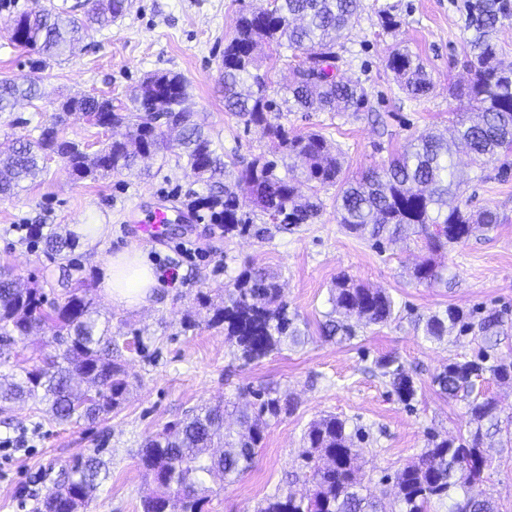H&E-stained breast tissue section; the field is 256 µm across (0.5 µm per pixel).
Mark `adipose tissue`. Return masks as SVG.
<instances>
[{
	"instance_id": "obj_1",
	"label": "adipose tissue",
	"mask_w": 512,
	"mask_h": 512,
	"mask_svg": "<svg viewBox=\"0 0 512 512\" xmlns=\"http://www.w3.org/2000/svg\"><path fill=\"white\" fill-rule=\"evenodd\" d=\"M99 286L113 304L133 309L154 298L158 281L140 252L124 250L104 264Z\"/></svg>"
}]
</instances>
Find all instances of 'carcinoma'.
I'll return each instance as SVG.
<instances>
[{
	"label": "carcinoma",
	"mask_w": 512,
	"mask_h": 512,
	"mask_svg": "<svg viewBox=\"0 0 512 512\" xmlns=\"http://www.w3.org/2000/svg\"><path fill=\"white\" fill-rule=\"evenodd\" d=\"M128 0H84L57 13L30 11L18 16L12 40L42 59H59L73 52L88 29L109 27L127 10ZM361 0H275V8H244L233 37L224 46V107L250 126H259L276 148L293 160L311 188L338 187L337 221L351 234L375 240H393L408 231L424 236L425 247L437 251L470 238L484 226L501 223L491 209L473 212L460 199L455 141L429 132L410 142L401 155L380 168H370L355 181L342 178L341 152H332L317 131L291 136L276 122L271 88V69L261 68L262 45L299 51L295 66L299 77L288 87L285 103L304 112H359L367 103L360 82L336 75V44L358 18ZM512 20L509 0H475L471 4L472 32L466 38L465 65L469 78L452 88V94L476 108L474 119L461 121L456 141L466 146L471 166L479 169L512 153V63L504 65L502 47L494 37ZM388 68L402 90L418 100L433 85L423 66L406 50L389 52ZM40 77L30 74L19 82L0 79V112H10L21 100L41 97ZM142 94L132 108L117 112L109 98L72 96L56 109L47 123L12 141L0 156V198L10 197L20 184L36 178L41 162L56 155L78 179H96L110 173L133 172L140 147L162 143L172 147L185 168L205 181L224 175V158L213 148L203 125L193 120L188 82L180 74H154L141 83ZM85 114L94 126L120 125L128 130L123 140H108L94 154L63 134L65 117L72 111ZM240 179L252 185L250 202L262 213L282 217L281 223L310 224L320 205L298 190L299 180L279 176L275 164L256 158L240 171ZM193 205L211 211L214 220L230 233L241 225L240 199L231 192L198 197ZM48 247L60 253L72 249L74 235H49ZM412 276L420 284L442 279V267L427 259L414 266ZM332 313L322 326L327 338L351 335L343 319L351 314L366 325L383 326L393 320L395 302L380 288H368L342 274L330 289ZM508 322L506 312L491 311L478 321L450 306L427 317L424 335L440 341L458 331L472 332L482 343L476 358L448 363L434 377L441 394L468 402L472 429L465 438L450 440L432 436L427 448L396 473L395 496L401 512H429L431 505L449 502L448 512H500L497 502L478 489L491 460L485 441L503 432L498 402L475 393L476 381L490 375L500 383H512V358H493ZM213 324H224L226 336L235 341L246 362L262 359L287 346L305 343L296 315L288 313L276 277L250 268L234 283L223 305L214 309ZM51 324L55 355L18 373L0 377V403L37 400L58 422L94 421L109 414L127 390L125 370L112 355L109 323L94 316L93 303L74 287L61 303L45 305L35 288H20L6 270L0 271V358L18 342ZM381 375L400 399L414 398L413 377L398 360L382 357ZM258 407L238 411V429H224V407L204 408L167 426L149 438L140 450V462L151 476L154 490L143 500V512H164L171 498L185 504V512H201L207 498V481L219 476L233 482L253 467L263 447L268 422L294 411V403L278 396L271 386L252 391ZM306 460L311 464L309 486L297 495L289 492L266 500L259 512H380L378 497L364 485L354 464L353 438L346 423L336 416L323 417L304 435ZM104 463L96 457L74 465L63 485L43 503V512H79L87 507L99 484Z\"/></svg>",
	"instance_id": "1"
}]
</instances>
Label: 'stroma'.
Instances as JSON below:
<instances>
[{"label":"stroma","instance_id":"1","mask_svg":"<svg viewBox=\"0 0 512 512\" xmlns=\"http://www.w3.org/2000/svg\"><path fill=\"white\" fill-rule=\"evenodd\" d=\"M269 7L271 0H131L125 15L111 27L91 31L73 56L50 63L41 73V98L0 112V143L50 120L54 102L68 96L111 98L130 106L138 85L148 76L178 72L188 80L195 118L212 137L227 165L223 182L238 190V175L263 157L285 174L289 159L274 151L259 128L224 107L219 63L243 2ZM77 0H0V76L29 74L33 54L11 40L14 18L22 11H55ZM470 0H362L359 19L341 39L337 51L343 76L361 81L368 91L359 112H280L289 134L322 132L342 152L343 173L382 165L410 139L432 130L451 135L457 113L467 101L449 87L466 79L463 43ZM397 25L385 29L383 10ZM416 55L433 81L425 98L413 100L401 89L386 61L392 45ZM461 198L471 210L490 208L501 224L432 255L423 239L410 235L392 243L374 242L344 231L336 220V188L318 190L321 211L311 224L282 229L250 204L240 212L248 233H225L207 210L193 207L208 185L186 170L176 150L147 160V175L114 173L73 180L60 158L46 161L35 181L18 194L0 199V267L8 268L23 287L37 288L50 302L62 301L66 289L82 286L101 318L110 320L112 337L128 375L121 404L96 421L59 423L34 401L16 403L0 413V512H39L43 501L62 483L75 460L91 455L107 461L102 480L86 512H142L152 481L139 465L145 440L190 410L221 400L245 403L250 390L276 386L297 408L271 423L254 468L224 486L213 481L203 512H258L267 498L301 489L308 475L302 454L309 425L327 415L360 425L365 439L355 441L357 464L367 480L394 476L427 447L432 435L456 437L469 429L467 404L440 395L434 375L453 359L476 356L481 343L469 335L440 342L425 338L422 328L432 313L454 305L476 316L492 309L512 310V166L492 162L469 166L457 155ZM163 205L172 224L157 240L144 238L132 222L134 212ZM20 224H40L61 234L88 224L104 225L96 243L80 239L73 250L56 255L44 243L17 232ZM189 244L181 253L179 244ZM143 253L161 285L147 305L130 310L113 305L99 286L103 264L114 253ZM434 257L444 266L442 280L416 283V262ZM274 273L290 311L309 333L299 347L283 348L243 364L223 327L210 323L207 295L221 304L226 288L248 268ZM386 290L396 317L388 325L355 323L354 338L339 342L319 334L331 310L330 288L339 274ZM139 337L144 349H127ZM395 356L414 378L417 393L404 402L376 366ZM483 490L512 512V444L496 438Z\"/></svg>","mask_w":512,"mask_h":512}]
</instances>
